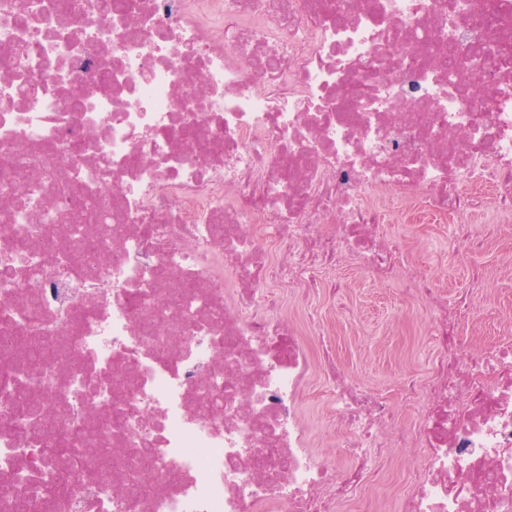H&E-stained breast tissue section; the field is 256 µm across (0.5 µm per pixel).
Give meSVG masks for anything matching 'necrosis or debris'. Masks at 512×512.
<instances>
[{"mask_svg": "<svg viewBox=\"0 0 512 512\" xmlns=\"http://www.w3.org/2000/svg\"><path fill=\"white\" fill-rule=\"evenodd\" d=\"M476 2L0 0V324L40 350L0 381V512H512V340L474 345L472 295L380 229L395 195L454 219L462 262L483 244L466 216L512 223V0ZM90 194L120 227L100 265L73 252ZM342 260L429 317L427 371L391 395L307 312ZM163 268L184 289L159 335ZM270 287L296 317L258 303ZM317 378L331 450L306 423ZM29 400L106 415L113 474L147 468L151 491L74 468L47 496L65 462L46 424L11 428ZM397 448L418 451L398 474Z\"/></svg>", "mask_w": 512, "mask_h": 512, "instance_id": "obj_1", "label": "necrosis or debris"}]
</instances>
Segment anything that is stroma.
Segmentation results:
<instances>
[{"mask_svg":"<svg viewBox=\"0 0 512 512\" xmlns=\"http://www.w3.org/2000/svg\"><path fill=\"white\" fill-rule=\"evenodd\" d=\"M386 206L391 219L388 234L405 242L421 274L448 296L469 288L477 305L494 303L512 311V271L505 267L506 256L512 253V235L493 241L478 255L488 275L475 289L467 267L453 264L448 257L451 222L438 217L423 224L403 222L400 202L393 195ZM329 276L343 290L335 304L321 302L316 309L319 315L334 319L336 353L353 378L385 392L405 372L426 371L433 353L425 334L428 318L417 302L401 293L399 283L369 280L345 262Z\"/></svg>","mask_w":512,"mask_h":512,"instance_id":"obj_1","label":"stroma"}]
</instances>
